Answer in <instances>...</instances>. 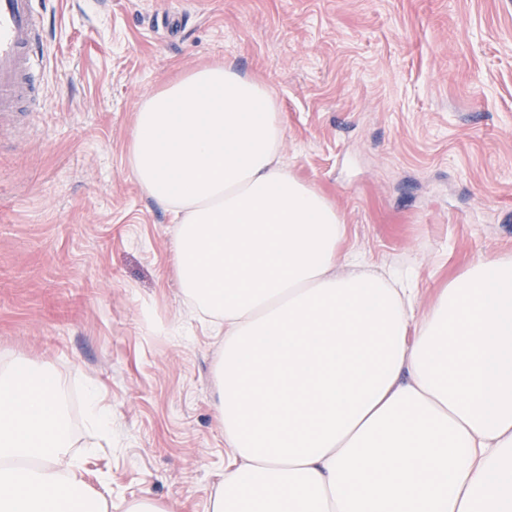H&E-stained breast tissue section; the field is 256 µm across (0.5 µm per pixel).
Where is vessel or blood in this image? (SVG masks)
I'll list each match as a JSON object with an SVG mask.
<instances>
[{
    "mask_svg": "<svg viewBox=\"0 0 512 512\" xmlns=\"http://www.w3.org/2000/svg\"><path fill=\"white\" fill-rule=\"evenodd\" d=\"M40 39L36 0H0V119L14 118L22 102H35Z\"/></svg>",
    "mask_w": 512,
    "mask_h": 512,
    "instance_id": "1",
    "label": "vessel or blood"
}]
</instances>
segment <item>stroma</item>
<instances>
[{
	"instance_id": "1",
	"label": "stroma",
	"mask_w": 512,
	"mask_h": 512,
	"mask_svg": "<svg viewBox=\"0 0 512 512\" xmlns=\"http://www.w3.org/2000/svg\"><path fill=\"white\" fill-rule=\"evenodd\" d=\"M31 113L0 129V364H51L82 481L107 502L207 512L229 449L222 341L176 276L170 213L128 170L140 103L230 62L272 86L280 157L415 278L426 309L512 253V0H39ZM180 12L170 35L157 17ZM96 386L112 436L89 429Z\"/></svg>"
}]
</instances>
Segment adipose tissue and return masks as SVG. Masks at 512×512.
I'll list each match as a JSON object with an SVG mask.
<instances>
[{"instance_id":"adipose-tissue-1","label":"adipose tissue","mask_w":512,"mask_h":512,"mask_svg":"<svg viewBox=\"0 0 512 512\" xmlns=\"http://www.w3.org/2000/svg\"><path fill=\"white\" fill-rule=\"evenodd\" d=\"M282 137L274 90L229 63L135 118L130 172L172 214L179 284L224 338L231 454L208 512H512V253L417 311L343 253Z\"/></svg>"}]
</instances>
